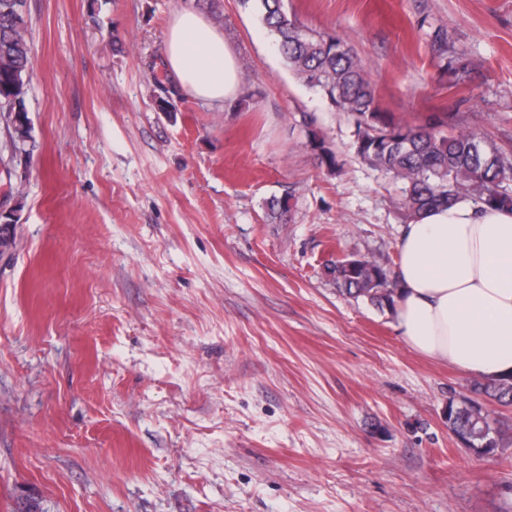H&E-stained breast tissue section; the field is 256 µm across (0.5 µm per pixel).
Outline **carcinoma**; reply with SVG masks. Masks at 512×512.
<instances>
[{
  "mask_svg": "<svg viewBox=\"0 0 512 512\" xmlns=\"http://www.w3.org/2000/svg\"><path fill=\"white\" fill-rule=\"evenodd\" d=\"M242 2L253 3L295 75L352 121L355 154L401 184L399 210L405 220L431 206L461 201L512 210V149L498 146L482 132L442 121L415 124L395 119L375 97L362 61L338 36L301 24L284 0ZM27 8L28 0H0V120L9 139L11 163L30 157L37 147L25 104L33 69ZM429 37L441 58L440 68L448 75V86L468 79L470 61L448 44L445 29L435 26ZM154 81L161 88L170 86V95L157 101L158 110L177 117L173 97L180 95V86L166 74ZM303 124L307 147L318 164L330 172L340 171L338 154L323 132L306 118ZM267 209L272 221L281 222L291 211L290 199L274 197L267 201ZM0 223V255H4L16 246V219L3 214ZM325 274L342 294L394 310L398 283L390 262L352 252L326 265ZM478 399L512 406V377L475 380L468 394L448 397V429L475 453L493 455L512 445V429L488 413L474 412L473 402Z\"/></svg>",
  "mask_w": 512,
  "mask_h": 512,
  "instance_id": "carcinoma-1",
  "label": "carcinoma"
}]
</instances>
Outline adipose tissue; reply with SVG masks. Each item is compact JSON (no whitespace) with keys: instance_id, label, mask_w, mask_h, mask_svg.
<instances>
[{"instance_id":"ef3b65f1","label":"adipose tissue","mask_w":512,"mask_h":512,"mask_svg":"<svg viewBox=\"0 0 512 512\" xmlns=\"http://www.w3.org/2000/svg\"><path fill=\"white\" fill-rule=\"evenodd\" d=\"M164 64L205 101L234 100L232 47L197 9L175 13ZM396 327L415 352L484 379L512 374V211L469 204L429 208L397 242Z\"/></svg>"}]
</instances>
